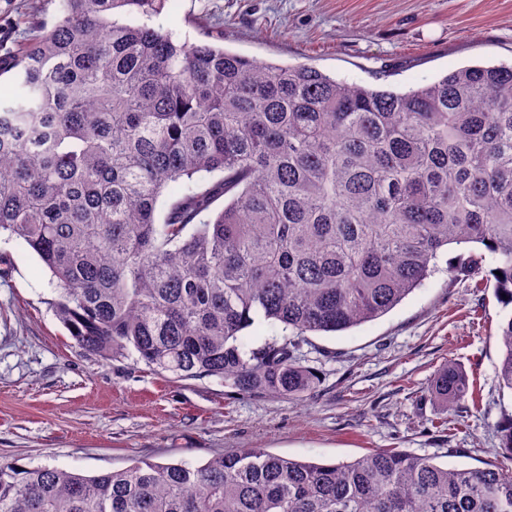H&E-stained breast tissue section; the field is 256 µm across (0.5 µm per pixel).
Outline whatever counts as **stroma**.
<instances>
[{
    "mask_svg": "<svg viewBox=\"0 0 512 512\" xmlns=\"http://www.w3.org/2000/svg\"><path fill=\"white\" fill-rule=\"evenodd\" d=\"M158 21L192 41L201 21L231 52L349 82L372 85L384 71L399 90L464 66L512 63V0H168ZM0 254L13 262L0 269V461L95 475L134 457L197 464L266 448L337 463L393 448L512 474L501 450L512 392L495 372L504 312L492 282L459 273L467 249L449 247L386 315L310 336L302 361L318 384L300 398L243 395L218 377L180 380L131 355L80 351L37 257L15 241H0ZM450 360L469 392L445 410L428 386Z\"/></svg>",
    "mask_w": 512,
    "mask_h": 512,
    "instance_id": "obj_1",
    "label": "stroma"
}]
</instances>
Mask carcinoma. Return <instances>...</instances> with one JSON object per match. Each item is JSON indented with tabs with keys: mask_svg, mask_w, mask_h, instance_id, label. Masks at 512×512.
Segmentation results:
<instances>
[{
	"mask_svg": "<svg viewBox=\"0 0 512 512\" xmlns=\"http://www.w3.org/2000/svg\"><path fill=\"white\" fill-rule=\"evenodd\" d=\"M163 4L35 0L0 63V233L50 272L79 350L301 397L307 336L387 314L451 245L473 246L469 276L493 263L512 308V65L370 87L181 41L153 24ZM262 321L284 334L245 345ZM497 338L512 391V313ZM429 392L448 410L464 371ZM0 512H512V476L393 449L93 476L3 461Z\"/></svg>",
	"mask_w": 512,
	"mask_h": 512,
	"instance_id": "1",
	"label": "carcinoma"
}]
</instances>
